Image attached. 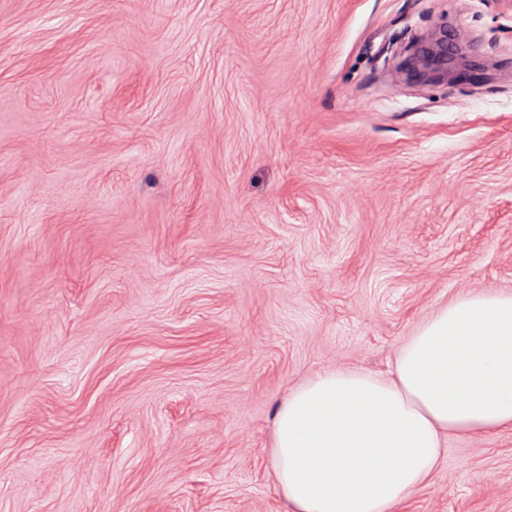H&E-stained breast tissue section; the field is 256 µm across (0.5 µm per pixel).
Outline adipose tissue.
I'll return each mask as SVG.
<instances>
[{
	"label": "adipose tissue",
	"instance_id": "1",
	"mask_svg": "<svg viewBox=\"0 0 512 512\" xmlns=\"http://www.w3.org/2000/svg\"><path fill=\"white\" fill-rule=\"evenodd\" d=\"M512 432V292L457 294L389 368H327L289 388L271 430L286 512H401L448 435Z\"/></svg>",
	"mask_w": 512,
	"mask_h": 512
}]
</instances>
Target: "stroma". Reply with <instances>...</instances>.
Returning a JSON list of instances; mask_svg holds the SVG:
<instances>
[{"mask_svg": "<svg viewBox=\"0 0 512 512\" xmlns=\"http://www.w3.org/2000/svg\"><path fill=\"white\" fill-rule=\"evenodd\" d=\"M452 84L389 48L456 21ZM512 291L504 0H0V512H282L288 389ZM406 512H512V433ZM417 56V54H416ZM416 56L415 57H409L408 60L405 63V70L410 72V76L417 79V80H433L438 79L444 80L448 79V72L444 73L442 64L443 59H438L436 61L437 66L432 68L431 65L433 64L430 58H425L422 61L423 68L418 67L416 64Z\"/></svg>", "mask_w": 512, "mask_h": 512, "instance_id": "35a3bbf8", "label": "stroma"}]
</instances>
